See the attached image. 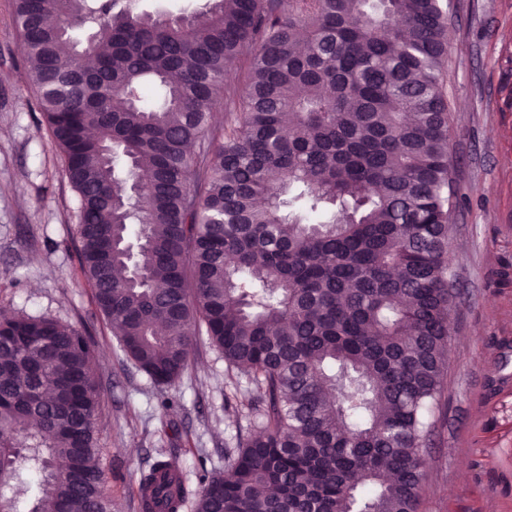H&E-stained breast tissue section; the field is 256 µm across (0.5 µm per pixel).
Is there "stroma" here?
I'll return each instance as SVG.
<instances>
[{"instance_id": "stroma-1", "label": "stroma", "mask_w": 512, "mask_h": 512, "mask_svg": "<svg viewBox=\"0 0 512 512\" xmlns=\"http://www.w3.org/2000/svg\"><path fill=\"white\" fill-rule=\"evenodd\" d=\"M446 93L458 195L450 233L459 291L448 386L424 450L419 512H512V0H451ZM14 0H0V311L83 325L102 382L98 446L112 512H140L159 460L223 471L247 434L249 385L198 337L175 386L121 354L79 266L78 199L26 81ZM171 409H163V399Z\"/></svg>"}]
</instances>
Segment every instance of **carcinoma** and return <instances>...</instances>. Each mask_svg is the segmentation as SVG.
<instances>
[{"label":"carcinoma","mask_w":512,"mask_h":512,"mask_svg":"<svg viewBox=\"0 0 512 512\" xmlns=\"http://www.w3.org/2000/svg\"><path fill=\"white\" fill-rule=\"evenodd\" d=\"M15 16L120 351L168 388L205 335L253 386L259 433L200 476L194 512H418L454 299L440 0L177 16L15 0ZM243 60L244 90L224 91ZM93 352L84 327L0 315V512H21L25 471L26 512H111ZM187 495L170 460L138 487L143 512Z\"/></svg>","instance_id":"obj_1"}]
</instances>
